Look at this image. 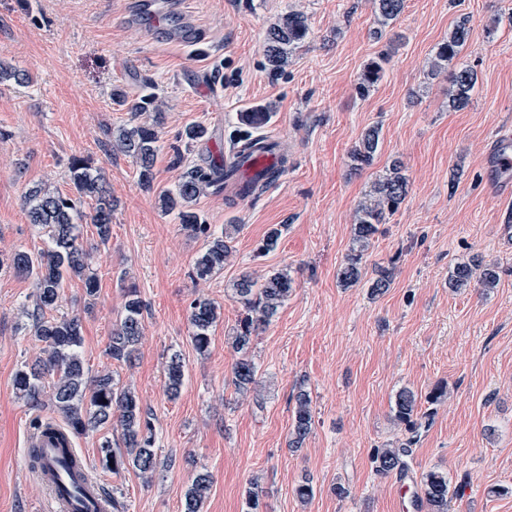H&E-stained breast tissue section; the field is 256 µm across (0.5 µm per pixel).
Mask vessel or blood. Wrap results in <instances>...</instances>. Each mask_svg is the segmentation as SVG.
<instances>
[{
	"mask_svg": "<svg viewBox=\"0 0 512 512\" xmlns=\"http://www.w3.org/2000/svg\"><path fill=\"white\" fill-rule=\"evenodd\" d=\"M134 19L158 32L168 43L191 46L205 37L204 30L187 17L177 0H135ZM279 164L277 144L270 137L254 141L248 149L232 150L224 165L236 170L237 178L229 182L228 188L234 193L246 191L249 181L262 180L267 170ZM485 165L489 171L488 192L500 199H511L512 134L493 141ZM28 442L41 450L38 478L47 493V512H111L112 505L100 481L60 424L39 427L29 435Z\"/></svg>",
	"mask_w": 512,
	"mask_h": 512,
	"instance_id": "obj_1",
	"label": "vessel or blood"
}]
</instances>
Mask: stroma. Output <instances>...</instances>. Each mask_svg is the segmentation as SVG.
<instances>
[{
    "label": "stroma",
    "mask_w": 512,
    "mask_h": 512,
    "mask_svg": "<svg viewBox=\"0 0 512 512\" xmlns=\"http://www.w3.org/2000/svg\"><path fill=\"white\" fill-rule=\"evenodd\" d=\"M129 7L130 0H0V61L30 78L0 83V258L46 247L24 196L38 184L71 193V157H89L112 192L108 242L90 220L94 200L81 206L98 291L90 297L80 281H67L61 311L82 319L89 378L112 373L150 414L158 464L148 480L101 471V444L117 438L107 427L75 439L92 473L128 512H182L199 473L212 478L202 512H249L253 485L260 512H405L406 483L377 476L370 453L405 437L391 412L401 388L423 397L442 386L409 460L411 480L447 473L463 489L448 512H512V496L491 493L512 485V206L489 195L483 167L491 141L512 132V0H407L385 27L374 0H186L208 34L197 47L165 44L130 22ZM291 11L304 13L309 34L274 72L264 37ZM462 21L471 29L463 52L428 77L437 45ZM376 59L382 77L360 94L358 78ZM464 65L478 80L469 105L456 109L449 95ZM206 75L216 95L200 90ZM118 90L131 101L154 95L163 112L147 186L133 159L112 148L118 128L133 123L112 99ZM264 106L271 114L261 132L278 139L288 168L255 195L217 189L197 200L201 223L239 230L223 270L193 282L207 240L183 231L158 195L211 162V139L230 146L246 129L244 113ZM194 124L206 127V139L179 143ZM373 126L382 143L370 165L354 170L350 153ZM395 160L408 195L365 249L360 283L341 286L336 273L355 245L356 209ZM274 227L277 248L256 256ZM475 256L497 267V286L449 288L455 264ZM381 267L392 269V285L373 297ZM282 269L294 288L253 338L247 355L258 374L243 395L232 383V337L244 315L232 285L245 271ZM131 286L144 304L143 340L128 366L107 348ZM32 291L31 280L0 270V512H43L45 501L26 440L36 416L54 411L32 410L14 386L18 368L42 355L29 331ZM199 296L221 312L203 353L188 320ZM175 353L185 379L172 400L165 368ZM303 390L314 423L294 451L289 434ZM304 476L314 487L306 502L295 494ZM339 485L347 497L336 496Z\"/></svg>",
    "instance_id": "obj_1"
}]
</instances>
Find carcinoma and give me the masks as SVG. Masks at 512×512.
<instances>
[{"label":"carcinoma","mask_w":512,"mask_h":512,"mask_svg":"<svg viewBox=\"0 0 512 512\" xmlns=\"http://www.w3.org/2000/svg\"><path fill=\"white\" fill-rule=\"evenodd\" d=\"M379 22L388 26L405 8L406 0H374ZM307 18L300 12L281 16L266 31V60L274 69H280L288 60L290 51L299 47L308 34ZM470 38L466 22L458 23L435 51L428 72H437L459 56ZM383 67L377 61L370 62L362 71L358 90L364 94L381 78ZM477 82V72L470 66L461 67L454 78V94L451 103L455 108L469 104L471 92ZM162 113H154L152 122H138L122 128L115 137V147L133 158L140 170L143 182H150L157 154L159 128ZM381 131L377 127L367 129L353 148V159L359 165L371 162L380 144ZM69 178L76 196L67 197L46 187L35 186L26 196L29 222L40 228L49 239V246L36 253L18 249L10 257V268L18 276L32 280L33 311L31 317L33 336L43 344L46 358L31 366H23L16 372L14 385L26 403L33 408H43L51 403L72 433L85 434L90 430L114 427L120 430L121 446L112 447L106 439L101 446L99 467L115 476L132 469L142 476L152 474L157 467L154 434L150 417L143 411L139 398L130 389L121 387L112 374L98 376L88 384L80 348L83 344L82 325L76 316H46L57 308L61 288L67 280L77 279L86 294L93 296L98 281L90 271V256L79 240L78 221L80 206L85 198L95 200L91 216L92 224L101 241L109 239L112 225V196L88 159L74 157L69 163ZM224 182V170L213 165H198L189 171L173 191L160 193L162 208L178 211L182 230L192 235L209 238L207 248L195 260L192 277L206 279L224 269L231 251L228 240L238 231V225L228 224L217 235L207 224L199 222L193 210L196 201L211 188H219ZM408 193V181L402 167L393 162L389 173L375 182L365 200L356 211L354 228L357 248L348 254L337 271V279L345 286L358 284L362 279L363 252L384 223L386 215L395 212ZM499 274L493 266H485L473 258L453 267L448 286L465 288L475 282L484 288H494ZM392 271L380 268L372 279L369 289L373 296L388 291ZM235 295L244 309V316L236 328L233 345L242 352L249 348L253 336L266 325L288 300L293 290V279L286 270H278L257 281L244 273L234 285ZM143 302L135 288L127 290V300L117 327L112 330L109 355L119 363L132 361L142 336ZM219 319L217 306L208 298L198 297L189 305V323L192 342L196 350L205 352L211 344V332ZM257 367L244 356L233 369L232 382L239 391H246L256 382ZM185 378L184 365L176 354L170 357L166 369V390L175 398L181 391ZM51 383L50 400H45L46 383ZM394 419L404 425L406 438L395 447L375 448L370 460L376 474L382 477L408 476V458L416 443L423 421L430 420V413L422 410L418 395L403 388L396 393L392 406ZM313 409L309 394L301 391L295 398L289 447L300 448L312 431ZM210 488V476L198 475L184 495L183 512H201ZM459 494L450 489L448 474L430 471L422 476L417 497L428 512H448V502Z\"/></svg>","instance_id":"cac0c4a2"}]
</instances>
